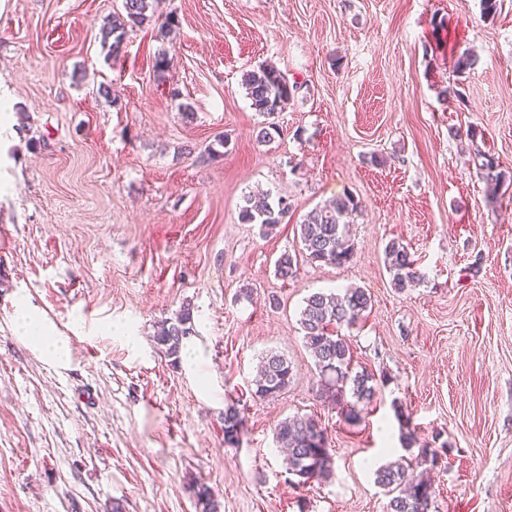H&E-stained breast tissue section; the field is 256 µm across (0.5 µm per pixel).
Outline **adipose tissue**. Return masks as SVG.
<instances>
[{"instance_id":"1","label":"adipose tissue","mask_w":512,"mask_h":512,"mask_svg":"<svg viewBox=\"0 0 512 512\" xmlns=\"http://www.w3.org/2000/svg\"><path fill=\"white\" fill-rule=\"evenodd\" d=\"M13 321L15 331L47 363L66 367L71 351L66 337L55 334L37 313L28 299H18L14 304Z\"/></svg>"}]
</instances>
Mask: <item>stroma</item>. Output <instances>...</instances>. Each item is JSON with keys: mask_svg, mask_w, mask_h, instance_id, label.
<instances>
[{"mask_svg": "<svg viewBox=\"0 0 512 512\" xmlns=\"http://www.w3.org/2000/svg\"><path fill=\"white\" fill-rule=\"evenodd\" d=\"M121 7L0 0V512H201V485L221 512H385L376 470L418 455L398 406L444 450L428 470L439 512H512V0L492 18L480 0H159L110 57L101 32ZM465 53L478 62L456 73ZM262 64L297 87L269 144L242 84ZM477 149L506 172L497 196ZM257 191L292 205L266 235L239 218ZM344 194L362 203L352 262L301 258L298 224ZM394 241L420 284H392ZM353 287L372 300L348 332L354 363L386 378L357 425L321 398L299 324L312 292ZM22 295L68 337V367L16 334ZM186 306L215 400L155 340ZM271 351L293 378L262 400ZM297 414L333 454L303 488L275 441ZM245 428V417L233 401L224 408V443L237 447Z\"/></svg>", "mask_w": 512, "mask_h": 512, "instance_id": "obj_1", "label": "stroma"}]
</instances>
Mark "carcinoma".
<instances>
[{"label":"carcinoma","mask_w":512,"mask_h":512,"mask_svg":"<svg viewBox=\"0 0 512 512\" xmlns=\"http://www.w3.org/2000/svg\"><path fill=\"white\" fill-rule=\"evenodd\" d=\"M123 12L112 17L103 35L109 52L117 56L130 29L152 19L153 0H122ZM244 85L251 106L259 114L272 118L281 111L297 90L284 81L272 65H261L246 72ZM475 175L498 189L505 181L499 162L480 150L474 153ZM290 205L284 199L269 201L264 195H249L240 212L244 224H259L273 230L288 215ZM362 210V203L351 194L339 196L329 206L315 208L298 224V236L305 258L312 262L342 265L354 258V243L348 235L350 224ZM387 269L394 287L402 290L420 283L423 278L409 247L393 242L385 250ZM297 258L284 253L277 261L280 278L296 275ZM371 296L363 288H347L342 294L314 292L305 298L299 323L304 339L315 360L321 391L350 425H357L368 413L378 394L375 374L353 367L351 345L342 335L343 328L353 327L371 307ZM192 313L183 309L175 320L162 322L157 344L168 357H177L184 338L192 335ZM293 378V370L281 355L269 352L262 357L255 380L254 395L274 398L282 393ZM351 395L355 402L346 400ZM245 417L238 404L224 408V444L236 447L244 433ZM280 447L287 449L288 473L304 487L332 471V455L326 429L312 416H294L282 421L275 430ZM376 483L390 496L389 512H435L432 484L414 474V469L383 465L376 470Z\"/></svg>","instance_id":"1"}]
</instances>
